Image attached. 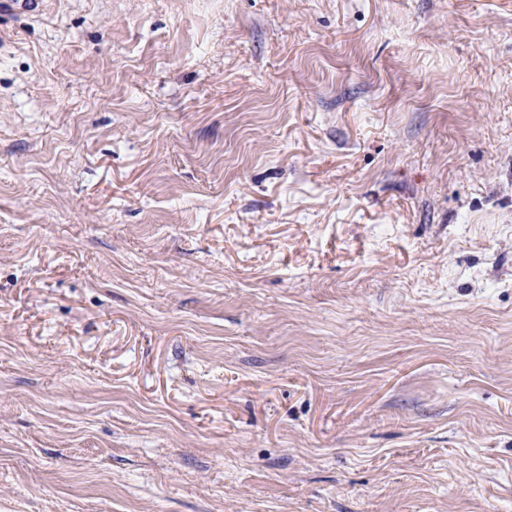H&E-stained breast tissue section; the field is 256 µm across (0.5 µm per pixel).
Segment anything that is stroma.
I'll use <instances>...</instances> for the list:
<instances>
[{
  "label": "stroma",
  "mask_w": 512,
  "mask_h": 512,
  "mask_svg": "<svg viewBox=\"0 0 512 512\" xmlns=\"http://www.w3.org/2000/svg\"><path fill=\"white\" fill-rule=\"evenodd\" d=\"M0 512H512V0L0 12Z\"/></svg>",
  "instance_id": "stroma-1"
}]
</instances>
